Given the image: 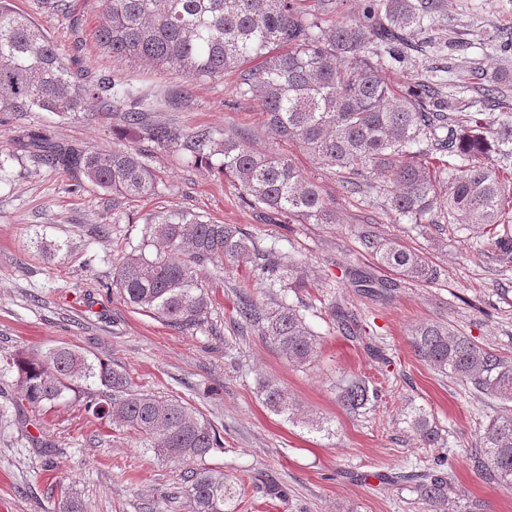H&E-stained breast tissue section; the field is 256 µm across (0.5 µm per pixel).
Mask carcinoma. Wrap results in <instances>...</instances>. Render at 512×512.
<instances>
[{
  "label": "carcinoma",
  "instance_id": "carcinoma-1",
  "mask_svg": "<svg viewBox=\"0 0 512 512\" xmlns=\"http://www.w3.org/2000/svg\"><path fill=\"white\" fill-rule=\"evenodd\" d=\"M103 48L191 79L237 73L238 94L261 99L267 124L295 141L324 168L342 174L346 190L361 193L378 177L386 209L412 224H465L488 230V245L509 250L497 234L512 223V113L462 112L438 85L417 79L395 91L386 70L408 64L413 39L423 33L427 0H364L355 22L336 19L337 0H98ZM158 100L128 80L89 73L66 63L58 44L31 17L0 0V112H54L74 116L97 106L115 113L130 140L154 148L177 147L197 165H217L247 204L300 224H334L336 210L319 187L287 157L246 146L240 137L208 130L186 132L156 124ZM27 147L51 167L73 171L106 192L112 206L151 197L159 178L132 147L91 150L27 133ZM436 157L437 171L426 161ZM138 243L113 264L112 285L133 309L181 331L204 323L211 296L198 274L210 262L244 263L268 288L296 294L310 271L283 264L273 247L259 249L235 224H216L184 210L155 211L144 219ZM377 262L415 282L433 284L440 270L394 241L363 239ZM237 317L270 341L290 364L311 365L319 336L300 308L285 299L260 305L250 291L238 295ZM338 328L361 341L354 313L333 314ZM415 355L459 385L505 405L471 449L485 479L512 486V361L475 344L450 326L420 323L411 330ZM17 373L23 401L34 409L72 398L86 414L122 427L164 460L185 466L191 512H234L236 486L206 458L222 449L214 425L179 399L136 390L128 374L93 353L63 343L44 353L0 356ZM265 407L287 420L296 406L271 381L259 384ZM378 398L364 377L338 386L351 413ZM409 428L434 448L440 435L422 409L406 413ZM418 500L432 512L450 506L448 479L429 471L412 480ZM55 512H83L73 491L61 492Z\"/></svg>",
  "mask_w": 512,
  "mask_h": 512
}]
</instances>
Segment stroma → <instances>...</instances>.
<instances>
[{
	"mask_svg": "<svg viewBox=\"0 0 512 512\" xmlns=\"http://www.w3.org/2000/svg\"><path fill=\"white\" fill-rule=\"evenodd\" d=\"M52 2L14 0L93 72L130 79L158 96L152 121L245 133L250 147L286 155L320 187L337 221H270L216 170L189 163L175 148L145 153L161 180L158 193L116 208L110 193L33 162L22 145L24 133L33 131L86 149L124 146L113 113L0 112V354L73 344L122 368L138 390L188 401L224 443L208 465L231 479L246 472L270 483L266 489L247 483L236 512H429L392 479L430 467L441 454L448 457L444 470L458 508L478 498L485 512H512V488L486 482L468 454L501 403L434 372L415 356L409 336L415 324L441 322L512 359V253H485L487 234L480 228L448 224L438 237L389 214L380 179L362 193H347L339 176L271 131L259 99L239 96L235 74L192 80L113 57L96 38L103 21L97 0H68L65 12ZM425 26L412 65L387 73L395 88L425 76L462 106L479 100L483 74L496 72L503 109L512 112V57L494 50L496 40L512 32V0H435ZM462 74L469 78L463 90L457 87ZM178 87L187 99L169 105L166 93ZM165 209L238 225L258 246L275 247L281 261L309 265L310 284L296 303L321 338L313 364L296 368L257 333H240L239 290H254L263 303L271 297L242 264L200 268L212 306L205 324L190 333L123 301L112 285V264L138 242L144 217ZM366 232L423 254L440 269L439 280L422 284L382 267L362 242ZM353 269L391 286V296L363 295L349 276ZM335 304L359 315L369 344L336 328ZM351 375L367 377L380 394L356 415L336 394L337 383ZM263 379L287 390L302 421L263 405L257 393ZM410 405L426 410L442 449L424 447L409 430L404 414ZM308 417L323 422V430L305 425ZM42 441L54 447L52 457L42 455ZM183 471L182 464L140 447L126 430L89 419L79 405L31 408L20 400L15 373L0 370V512H53L64 487L77 492L84 512H190Z\"/></svg>",
	"mask_w": 512,
	"mask_h": 512,
	"instance_id": "obj_1",
	"label": "stroma"
}]
</instances>
